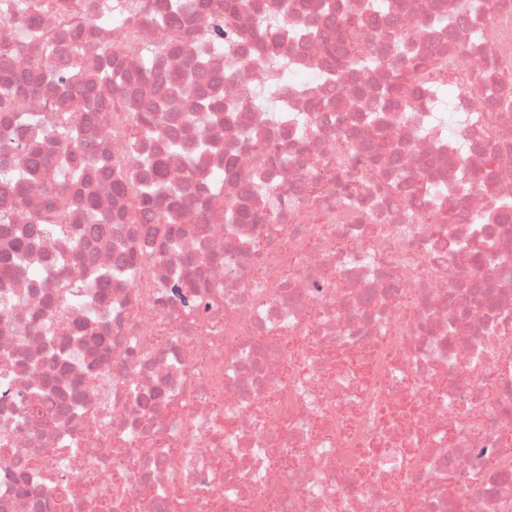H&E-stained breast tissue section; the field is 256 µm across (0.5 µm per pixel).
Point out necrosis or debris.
<instances>
[{
	"instance_id": "1",
	"label": "necrosis or debris",
	"mask_w": 512,
	"mask_h": 512,
	"mask_svg": "<svg viewBox=\"0 0 512 512\" xmlns=\"http://www.w3.org/2000/svg\"><path fill=\"white\" fill-rule=\"evenodd\" d=\"M268 2L266 33L319 30L279 40L278 66L246 20L205 52L192 35L215 14L182 15L175 44L141 25L166 0H99L108 59L63 35L55 9L38 13L57 68L93 76V120L77 149L42 136L39 167L30 152H0V177L26 173L16 193L0 180V212L28 239L33 269L0 284V512H512V207L475 221L512 200V112L473 109L479 83L512 94V0H487L481 20L435 0L444 26L425 22L422 0H399L350 32L371 58L425 54L436 63L426 82L455 83L467 125L427 135V98L407 84L392 106L416 111L353 127L346 102L376 95L384 71L335 67L323 0ZM14 4L0 0V20L9 68L26 78L43 48ZM127 44L151 74L129 98L167 109L135 146L129 98L98 80L129 71ZM288 59L314 94L298 92ZM183 70L237 104L234 119L190 121L161 82ZM273 87L283 118L255 126L250 108ZM175 143L185 157L167 172L177 196L162 217L140 209L130 172L135 155ZM467 145L493 164L461 195ZM344 173L356 185L309 194ZM119 175L121 197L108 188ZM219 183L250 221L225 223L211 202ZM48 196L69 228L54 240L34 222ZM89 197L112 223L91 219ZM271 210L278 223H263ZM134 211L137 223L116 218ZM75 242L79 273L58 264ZM107 270V292L89 293V274ZM176 283L204 309L183 306Z\"/></svg>"
}]
</instances>
